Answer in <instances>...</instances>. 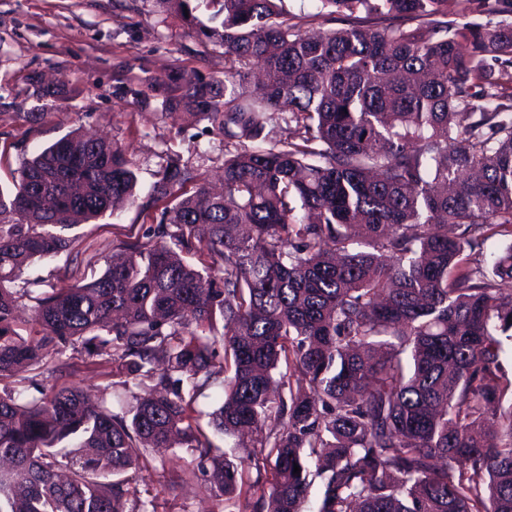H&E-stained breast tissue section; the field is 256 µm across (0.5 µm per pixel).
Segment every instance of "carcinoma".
<instances>
[{"instance_id": "obj_1", "label": "carcinoma", "mask_w": 512, "mask_h": 512, "mask_svg": "<svg viewBox=\"0 0 512 512\" xmlns=\"http://www.w3.org/2000/svg\"><path fill=\"white\" fill-rule=\"evenodd\" d=\"M194 1L222 17L201 33L224 82L179 73L165 105L224 134L221 192L169 162L158 223L37 298L25 338L24 268L78 261L69 231L135 204L137 178L75 130L0 191V381L77 345L141 390L122 412L1 394L0 512H156L123 475L175 440L224 512H512V243L472 257L512 238V0H455L462 22L448 0H318L340 26L312 31L277 0H153L189 21ZM284 113L294 135L265 134ZM208 428L254 443L222 452Z\"/></svg>"}]
</instances>
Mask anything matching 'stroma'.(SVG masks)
I'll return each instance as SVG.
<instances>
[{
    "mask_svg": "<svg viewBox=\"0 0 512 512\" xmlns=\"http://www.w3.org/2000/svg\"><path fill=\"white\" fill-rule=\"evenodd\" d=\"M195 21L161 19L151 0H0V187L9 188L25 158L74 129L93 131L125 148L138 178L137 205L76 229L81 264L67 255L41 260L25 270L43 290L66 288L100 275L127 239L142 236L164 207L150 190L167 159L192 165L209 180L224 171V137L208 121L188 126L166 113L167 80L182 70L208 80L224 77V50L199 32L211 11L199 7ZM68 92L46 104L48 81ZM66 373L30 367L6 380L8 388L50 390L73 384L91 400L123 391L125 374L82 348L66 349ZM187 451L163 448L146 469L127 476L138 495L155 500L157 512H221L205 490V474L182 471Z\"/></svg>",
    "mask_w": 512,
    "mask_h": 512,
    "instance_id": "1",
    "label": "stroma"
}]
</instances>
